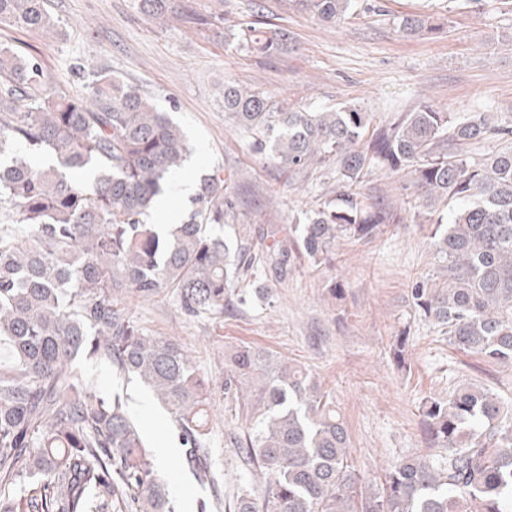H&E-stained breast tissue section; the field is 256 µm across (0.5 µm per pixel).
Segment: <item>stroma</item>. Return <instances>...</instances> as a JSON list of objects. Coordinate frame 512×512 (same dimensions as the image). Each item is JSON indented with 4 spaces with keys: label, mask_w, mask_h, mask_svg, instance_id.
Returning <instances> with one entry per match:
<instances>
[{
    "label": "stroma",
    "mask_w": 512,
    "mask_h": 512,
    "mask_svg": "<svg viewBox=\"0 0 512 512\" xmlns=\"http://www.w3.org/2000/svg\"><path fill=\"white\" fill-rule=\"evenodd\" d=\"M180 11L203 24L164 26L140 12L136 0H48L64 34L44 36L0 27V41L40 57L54 82L83 95L75 63L120 75L152 98L185 131L192 154L177 179L198 181L214 170L231 175L227 193L236 221L259 228L302 222L319 201L332 197L330 168L296 174L254 154L247 137L224 121L219 85L230 79L296 105L358 106L374 125L395 121L424 101L459 116L512 112V0H354L339 25L321 22L296 0H177ZM442 22L435 35L407 37L403 15ZM264 18L287 30V51L261 58L239 45L241 27ZM412 177L374 167L364 176L365 202L399 206L411 197ZM417 224H388L369 239L343 238L329 266L297 260L286 280H269L273 297L225 306L221 320L186 315L169 294L127 301L130 314L151 336L186 346L214 384L224 380V351L245 344L276 351L306 369L330 392L351 439L354 465L375 479L396 460L425 451L419 406L447 397L456 381L491 389L512 403V365L488 364L449 346L431 322L415 316L407 300L413 280L432 274L436 262ZM342 300H332L330 284ZM411 336L409 371L398 369L391 347ZM83 370L99 394H120L153 447H172L156 467L177 512H197L200 500L236 494L250 482L234 436L244 420L222 391L212 395V460L218 487L200 485L180 464L172 416L157 404L138 406L148 389L101 361Z\"/></svg>",
    "instance_id": "stroma-1"
}]
</instances>
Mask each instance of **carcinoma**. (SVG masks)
Listing matches in <instances>:
<instances>
[{
    "label": "carcinoma",
    "mask_w": 512,
    "mask_h": 512,
    "mask_svg": "<svg viewBox=\"0 0 512 512\" xmlns=\"http://www.w3.org/2000/svg\"><path fill=\"white\" fill-rule=\"evenodd\" d=\"M162 24L186 20L174 0H137ZM318 19L342 20L353 0H296ZM0 25L61 35L44 0H0ZM443 24L404 16L406 35ZM281 28L256 20L240 44L260 56L288 48ZM224 117L253 153L301 173L334 167L336 190L295 227L271 224L256 265L250 224H234L230 177L201 176L194 209L166 230L148 223L156 198L189 154L169 113L120 77L94 71L85 96L57 87L41 59L0 43V512H176L151 450L118 395L93 391L79 359L143 381L174 415L182 466L215 482L213 384L174 339L149 336L123 299L164 292L191 317L224 316L230 295L267 300L258 284L288 277L303 256L330 262L344 237L383 224H426L439 271L408 291L415 314L456 350L512 364V118L458 116L425 103L370 128L356 107L308 106L224 81ZM501 147L468 160L467 145ZM410 171L406 212L365 204L356 186L371 167ZM95 170L92 181L79 178ZM410 336L392 359L407 369ZM224 399L246 426L238 456L258 477L228 505L198 512H512V405L458 384L421 406L427 454L404 457L384 481L352 463L350 436L330 393L301 367L260 347L224 355Z\"/></svg>",
    "instance_id": "1"
}]
</instances>
